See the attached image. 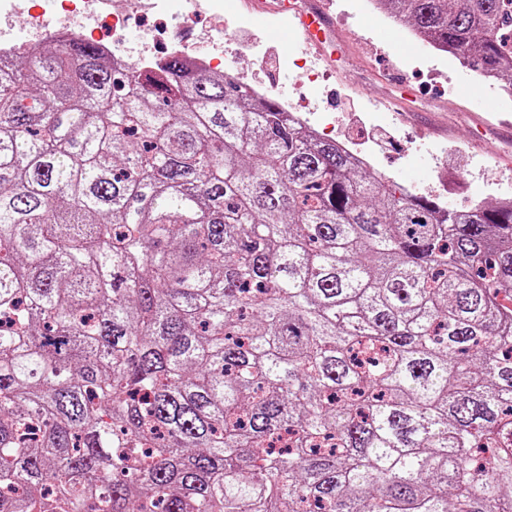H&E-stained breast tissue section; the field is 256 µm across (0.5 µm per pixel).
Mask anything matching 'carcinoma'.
Instances as JSON below:
<instances>
[{
    "mask_svg": "<svg viewBox=\"0 0 512 512\" xmlns=\"http://www.w3.org/2000/svg\"><path fill=\"white\" fill-rule=\"evenodd\" d=\"M512 86V0H380ZM0 512H512V201L409 193L172 57L0 67Z\"/></svg>",
    "mask_w": 512,
    "mask_h": 512,
    "instance_id": "1",
    "label": "carcinoma"
}]
</instances>
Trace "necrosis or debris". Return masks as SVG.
<instances>
[{"label": "necrosis or debris", "mask_w": 512, "mask_h": 512, "mask_svg": "<svg viewBox=\"0 0 512 512\" xmlns=\"http://www.w3.org/2000/svg\"><path fill=\"white\" fill-rule=\"evenodd\" d=\"M139 0H0V26L22 22L18 38L0 37V60L74 37L95 45L115 66L128 62V19Z\"/></svg>", "instance_id": "obj_1"}]
</instances>
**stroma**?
<instances>
[{
  "instance_id": "1",
  "label": "stroma",
  "mask_w": 512,
  "mask_h": 512,
  "mask_svg": "<svg viewBox=\"0 0 512 512\" xmlns=\"http://www.w3.org/2000/svg\"><path fill=\"white\" fill-rule=\"evenodd\" d=\"M186 0L145 6L131 40L156 26L190 24L197 48L211 52L207 17L188 16ZM336 38L323 53L307 48L291 20L258 12L236 39L245 53L224 54L225 78L247 76L276 98L316 113L322 138L350 141L372 158V169L411 193L439 194L456 208L512 196V98L477 83V71L410 39L407 26L385 27L365 0H332ZM314 64L325 78L305 96L284 57Z\"/></svg>"
}]
</instances>
